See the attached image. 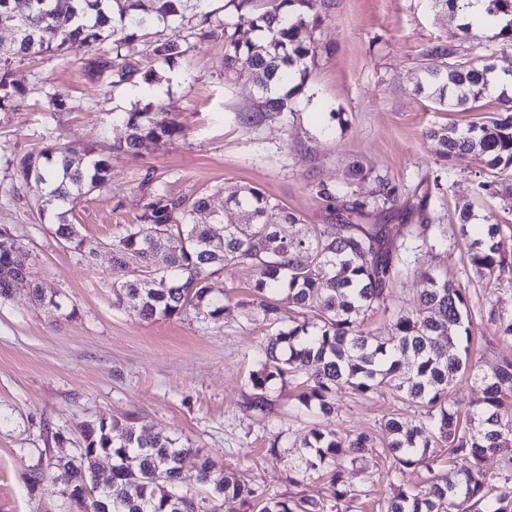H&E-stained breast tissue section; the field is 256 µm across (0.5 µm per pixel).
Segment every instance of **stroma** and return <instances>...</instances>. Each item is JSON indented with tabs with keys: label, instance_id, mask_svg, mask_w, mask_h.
Instances as JSON below:
<instances>
[{
	"label": "stroma",
	"instance_id": "1",
	"mask_svg": "<svg viewBox=\"0 0 512 512\" xmlns=\"http://www.w3.org/2000/svg\"><path fill=\"white\" fill-rule=\"evenodd\" d=\"M320 11L317 56L292 111L250 125L242 116L253 109L256 87L249 78L225 80L219 38L191 39L186 59L169 65L140 57L149 80L138 90L112 87L108 75L82 69L90 51L80 43L62 58L12 63L10 77L26 93L21 106L0 112V228L29 250L30 280L60 293L78 315L56 318L22 290L0 297V512H70L63 481L32 489L26 473L46 453L77 454L83 423L129 415L144 433L178 438L242 475L259 502L306 496L322 512H377L390 494L389 463L379 448L367 454L363 472H349L350 492L339 502L317 472L290 484L288 462L312 426L378 438L390 417L418 424L416 408L384 388L368 397L341 393L334 414L316 417L298 410L299 389L290 379L270 384L265 411L249 409L250 375L269 332L261 318L234 309L218 323L192 311L142 320L115 306L105 248L120 224L140 213L147 177L179 195H208L209 227L218 239L225 202L243 188H258L300 223L331 233L347 208L370 200L380 177L395 201L370 210L367 223L449 226L468 209L477 223L502 226V249L512 260V168L444 159L429 135L434 127L463 128L491 116L496 98L460 112L415 92L431 47L446 46L469 61L512 55V41L493 30L462 32L458 16L434 0H325ZM55 93L64 109L52 105ZM150 103L170 112L182 132L161 147L144 143L135 157L111 154L107 188L78 200L68 215L100 249L86 261L59 244L13 192L14 162L51 135L80 154L106 149L125 137L124 113ZM482 182L487 190H479ZM323 188L335 200L320 196ZM431 274L466 289L480 335L496 332L490 310L512 314V273L486 282L445 239L414 250L408 275L389 289L387 310L371 315L367 329L386 334L390 313L416 310ZM273 447L278 456L270 455Z\"/></svg>",
	"mask_w": 512,
	"mask_h": 512
}]
</instances>
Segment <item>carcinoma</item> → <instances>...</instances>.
I'll return each mask as SVG.
<instances>
[{"instance_id": "1", "label": "carcinoma", "mask_w": 512, "mask_h": 512, "mask_svg": "<svg viewBox=\"0 0 512 512\" xmlns=\"http://www.w3.org/2000/svg\"><path fill=\"white\" fill-rule=\"evenodd\" d=\"M51 7L29 15L26 34L0 53V111L19 105L24 91L9 79V65L17 57L49 53L65 56L68 45L79 42L92 56L86 67L107 72L112 85H137L133 56L143 45L163 64L187 55L194 27H180L171 36H152L150 29L185 18L190 0H49ZM224 8L236 15L233 24L218 22L210 34L224 38V73L228 80L250 77L261 89L256 111L265 117L293 111L292 99L304 88L309 64L317 45L314 32L322 22L318 0H277L270 10L257 9L256 0H226ZM489 13L501 19L499 35L512 40V0H489ZM246 26L255 37L237 38ZM453 51L431 48L425 82L441 105L466 106L490 92L498 73L512 77V56L487 55L476 61L450 60ZM496 116L465 128L444 126L430 130L442 157L476 159L490 168L512 167V95L501 92ZM127 134L111 151L138 154L146 141L165 143L180 132L166 112H127ZM110 164L102 152L85 161L70 156L60 138L50 136L37 152L24 154L16 165L19 192L34 188L33 209L50 217L58 242L89 259L79 227L67 219L75 201L108 184ZM143 206L131 222L113 236L112 266L118 281L113 284L115 304L144 320L181 315L189 309L217 321L226 306L213 295V281L230 269L248 265L256 278L245 302L249 313L262 318L272 329L265 360L250 375L254 390L249 407L262 410L270 382L287 376L304 377L299 404L324 416L335 410L336 394L347 390L368 396L383 387L420 409V424L403 427L390 419L384 426L391 471L438 464L436 449H448V472L433 476L417 489H397L379 503L380 512H512V486L490 495L483 462L502 455L512 463V354L501 358L491 371L470 363L474 321L464 289L448 277L432 275L419 296L414 313L391 315L386 336L364 328L369 313L385 306L387 290L410 265L407 246L411 230L397 224L383 232L367 224L345 221L325 236L311 224H301L294 237L282 235L284 224H300L294 213L270 201L256 188L232 195L221 221L224 238L213 240L207 224L209 198L203 193L176 195L164 186L144 180ZM473 215L460 214L458 233L467 242L472 270L489 281L509 268L500 250L501 225L486 224L482 236L470 239ZM30 253L24 243L0 230V296L12 294L13 281ZM32 298L54 305L59 316L72 318L68 308L35 285ZM292 315L281 323V303ZM318 312L309 315L311 308ZM498 335L488 343L512 347V316L496 317ZM313 373H308L310 366ZM459 374L471 376L483 387L480 408L460 411L448 402V387ZM79 453L64 462L38 464L29 469L30 488L41 485L50 473L68 484L85 480L98 500L112 512H198L194 495L179 491L183 461L196 460L197 481L213 497L239 498L248 510L258 512H320L315 501L269 500L257 508L253 490L236 472L220 469L199 449L180 446L169 436L145 437L136 419L98 420L83 425ZM302 451L291 466L293 474L324 469L347 459L357 468L374 447L366 434L340 436L312 427L300 441ZM112 456V469H99L97 457ZM329 486L338 501L347 494L345 470L327 472Z\"/></svg>"}]
</instances>
